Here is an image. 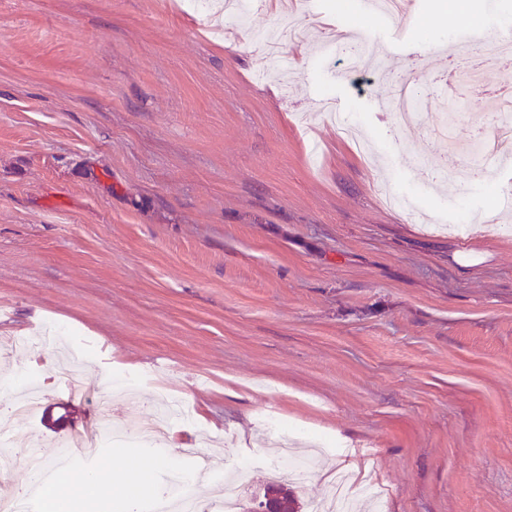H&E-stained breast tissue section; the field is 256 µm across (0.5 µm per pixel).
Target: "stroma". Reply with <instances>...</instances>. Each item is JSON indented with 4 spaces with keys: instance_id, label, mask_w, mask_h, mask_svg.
Wrapping results in <instances>:
<instances>
[{
    "instance_id": "obj_1",
    "label": "stroma",
    "mask_w": 512,
    "mask_h": 512,
    "mask_svg": "<svg viewBox=\"0 0 512 512\" xmlns=\"http://www.w3.org/2000/svg\"><path fill=\"white\" fill-rule=\"evenodd\" d=\"M338 30L372 61L325 50ZM508 30L512 0H418L410 26L255 0L212 27L187 0H0V414L38 383L13 427L44 468L139 464L156 512L223 497L239 462L250 504L286 456L321 500L353 461L373 512H512V166L439 175L494 148L501 106L479 87L502 67L448 62ZM400 78L420 123L381 110ZM458 103L471 119L443 133ZM45 323L110 388L68 397L58 356L15 349ZM175 402L189 421L149 441ZM105 409L114 435L71 462ZM271 416L325 446L297 454Z\"/></svg>"
}]
</instances>
